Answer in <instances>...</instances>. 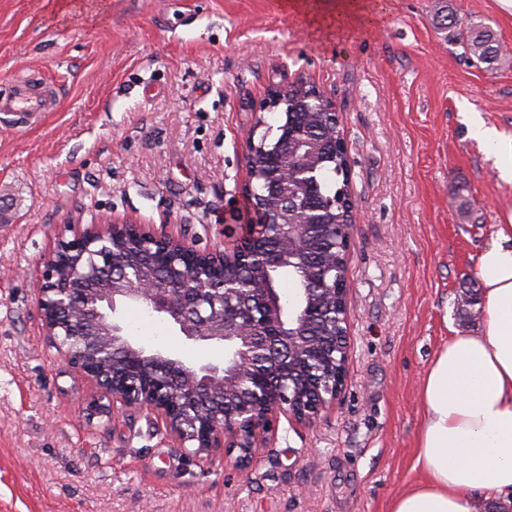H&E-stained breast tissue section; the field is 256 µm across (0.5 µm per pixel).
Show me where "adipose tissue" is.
<instances>
[{"mask_svg": "<svg viewBox=\"0 0 512 512\" xmlns=\"http://www.w3.org/2000/svg\"><path fill=\"white\" fill-rule=\"evenodd\" d=\"M485 326L449 337L426 372L416 465L425 479L389 512H475L512 503V224L477 257Z\"/></svg>", "mask_w": 512, "mask_h": 512, "instance_id": "1", "label": "adipose tissue"}]
</instances>
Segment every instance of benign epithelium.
<instances>
[{"mask_svg": "<svg viewBox=\"0 0 512 512\" xmlns=\"http://www.w3.org/2000/svg\"><path fill=\"white\" fill-rule=\"evenodd\" d=\"M288 86L271 88L259 111L273 112ZM333 105L316 89L307 110ZM249 134L243 159L247 182L262 180L250 199L261 221L233 251H200L166 226L114 216L95 224H69L58 234L35 282L49 346L109 400L113 422L147 411L163 423L177 447L199 458L235 457L240 470L277 435L284 418L310 424L336 405L348 378L349 288L347 266L336 261L305 269L297 301L283 308L273 271L303 260L307 241L324 225L315 209H299L310 197L309 179L322 164L321 146L297 131ZM120 303L163 314L188 341L224 349V363L195 366L180 355L148 350L110 318Z\"/></svg>", "mask_w": 512, "mask_h": 512, "instance_id": "benign-epithelium-1", "label": "benign epithelium"}]
</instances>
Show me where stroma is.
I'll list each match as a JSON object with an SVG mask.
<instances>
[{"label":"stroma","mask_w":512,"mask_h":512,"mask_svg":"<svg viewBox=\"0 0 512 512\" xmlns=\"http://www.w3.org/2000/svg\"><path fill=\"white\" fill-rule=\"evenodd\" d=\"M0 0V97L22 78L54 90L30 125L0 119V512H388L422 479L415 447L429 363L483 327L479 250L512 222V180L468 135L512 139V61L496 69L449 43L437 17L491 27L499 0H383L338 26L336 0ZM314 83L350 158L347 386L310 425L280 420L248 473L186 456L155 415L87 417L95 388L44 336L33 284L58 230L100 216L170 224L200 250L239 235L245 138L268 90ZM462 191L452 198L451 187ZM116 319L195 365L140 305Z\"/></svg>","instance_id":"obj_1"}]
</instances>
